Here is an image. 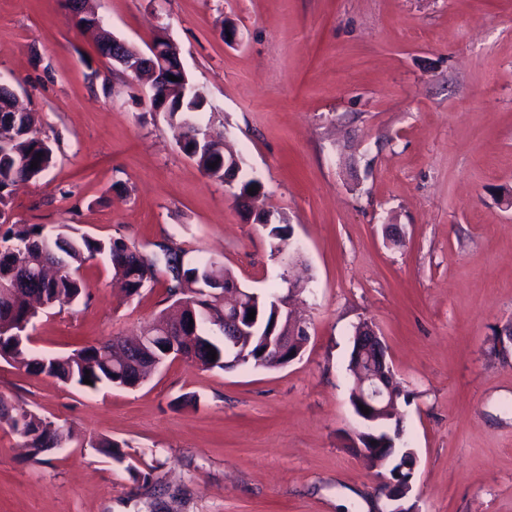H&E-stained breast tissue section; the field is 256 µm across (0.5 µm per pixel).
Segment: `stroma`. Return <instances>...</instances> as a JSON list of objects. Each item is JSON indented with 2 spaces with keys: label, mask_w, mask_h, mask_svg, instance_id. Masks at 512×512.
<instances>
[{
  "label": "stroma",
  "mask_w": 512,
  "mask_h": 512,
  "mask_svg": "<svg viewBox=\"0 0 512 512\" xmlns=\"http://www.w3.org/2000/svg\"><path fill=\"white\" fill-rule=\"evenodd\" d=\"M138 50L163 35L244 160L258 205L287 217L296 265L271 254L231 186L203 175L166 113L61 0H0V85L54 162L9 222L72 224L142 250L170 239L258 292L304 277L309 324L282 368L175 361L137 388L91 390L0 359V398L73 431L29 459L0 426V512H382L385 470L360 457L352 334L373 322L417 454L414 512H512V0H96ZM238 37L225 41V23ZM398 225L396 240L385 224ZM88 298L29 332L47 355L132 336L171 304L128 298L98 256ZM110 439L122 461L97 449ZM150 474L134 480L133 471Z\"/></svg>",
  "instance_id": "35a3bbf8"
}]
</instances>
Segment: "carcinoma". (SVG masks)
I'll return each instance as SVG.
<instances>
[{"instance_id":"cac0c4a2","label":"carcinoma","mask_w":512,"mask_h":512,"mask_svg":"<svg viewBox=\"0 0 512 512\" xmlns=\"http://www.w3.org/2000/svg\"><path fill=\"white\" fill-rule=\"evenodd\" d=\"M202 96L186 98L173 91H159L157 105L164 107L169 118L177 122L186 113L204 107ZM13 125L5 128L9 136L0 143V213L7 208L13 189L21 183L39 179L53 163V150L42 132L36 127L30 112L9 113ZM181 151L193 159L208 178L224 182V144L218 140L208 141L205 133H182ZM38 161L37 167L31 162ZM215 167H210L211 163ZM254 221L270 226L269 236L273 240L271 252L281 255L289 249V226L269 224L267 215L255 214ZM157 250L142 252L128 246L120 239H96L79 232L78 228L63 224L53 236L43 232L39 224H13L0 234V283L12 281L17 291L4 299L0 297V321L10 320L16 324L33 322L37 312L33 301L47 309L71 304L88 296L87 285L77 275L81 265L97 255L108 257L123 290L130 294L140 292L147 284L162 276L167 284L169 297L174 301L186 299L192 302L197 315V335L183 343L192 350V363L203 370H230L236 368L232 362H224V343L214 340L207 327L215 326L224 332V305L222 292L227 287L237 286L236 278L226 267L214 270L206 263H191L185 260V250L171 240L155 244ZM252 308L259 310L262 334L275 329V305L272 294L248 297ZM168 318L159 314L146 323V335L155 337L153 350L159 352L165 339L161 330ZM237 356L243 364L257 366L263 349L259 336H236ZM216 351V358L207 357L209 350ZM0 354L20 364L33 375L53 376L64 383L92 389L102 384L120 386L127 382L122 366L115 364L109 356L107 343L84 346L62 356H54L43 364L38 361L27 340L6 335L0 338ZM90 376L92 385L83 383ZM26 439L32 449L30 455L36 459L47 448H61L72 441V435L63 427L39 415L7 406L0 400V425Z\"/></svg>"}]
</instances>
